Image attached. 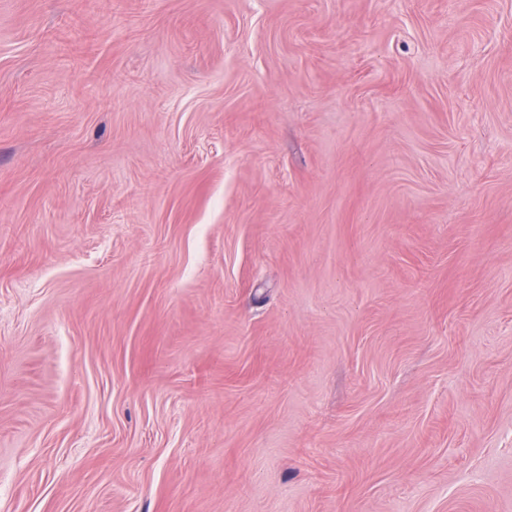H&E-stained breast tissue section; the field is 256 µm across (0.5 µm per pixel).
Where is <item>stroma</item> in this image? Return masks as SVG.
<instances>
[{
	"instance_id": "35a3bbf8",
	"label": "stroma",
	"mask_w": 512,
	"mask_h": 512,
	"mask_svg": "<svg viewBox=\"0 0 512 512\" xmlns=\"http://www.w3.org/2000/svg\"><path fill=\"white\" fill-rule=\"evenodd\" d=\"M0 512H512V0H0Z\"/></svg>"
}]
</instances>
